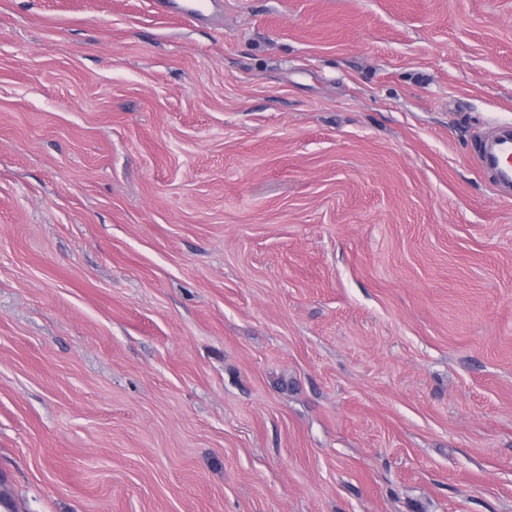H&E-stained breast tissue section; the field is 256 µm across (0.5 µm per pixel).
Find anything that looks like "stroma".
<instances>
[{
	"instance_id": "stroma-1",
	"label": "stroma",
	"mask_w": 512,
	"mask_h": 512,
	"mask_svg": "<svg viewBox=\"0 0 512 512\" xmlns=\"http://www.w3.org/2000/svg\"><path fill=\"white\" fill-rule=\"evenodd\" d=\"M0 0V502L512 512V0ZM480 162L497 184L512 186V128L480 150Z\"/></svg>"
}]
</instances>
